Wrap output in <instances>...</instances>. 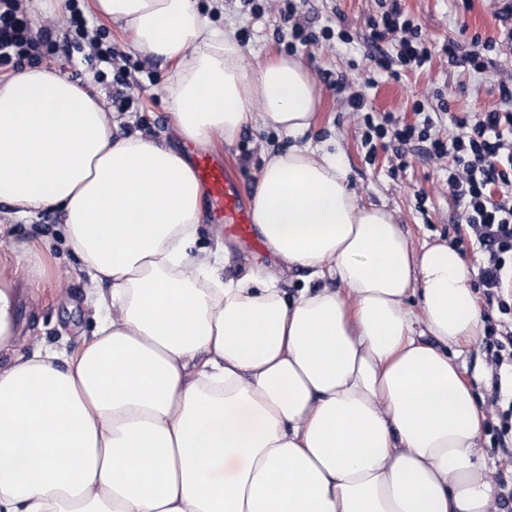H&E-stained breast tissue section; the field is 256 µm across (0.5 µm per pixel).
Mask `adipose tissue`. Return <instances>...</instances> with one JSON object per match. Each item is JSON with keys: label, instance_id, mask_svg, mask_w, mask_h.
<instances>
[{"label": "adipose tissue", "instance_id": "adipose-tissue-1", "mask_svg": "<svg viewBox=\"0 0 512 512\" xmlns=\"http://www.w3.org/2000/svg\"><path fill=\"white\" fill-rule=\"evenodd\" d=\"M93 8L172 62L188 141L233 142L255 116L296 138L265 159L251 211L309 285L224 278L229 250H194L202 188L181 153L115 140L65 76H0V201L58 208L97 290L81 345L43 344L17 315L42 259L0 242V512H497L487 410L448 354L482 334L465 255L413 247L304 142L319 98L299 60L248 72L194 0Z\"/></svg>", "mask_w": 512, "mask_h": 512}]
</instances>
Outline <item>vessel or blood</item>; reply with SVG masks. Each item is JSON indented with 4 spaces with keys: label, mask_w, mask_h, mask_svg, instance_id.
<instances>
[{
    "label": "vessel or blood",
    "mask_w": 512,
    "mask_h": 512,
    "mask_svg": "<svg viewBox=\"0 0 512 512\" xmlns=\"http://www.w3.org/2000/svg\"><path fill=\"white\" fill-rule=\"evenodd\" d=\"M194 166L199 181L207 189L213 213L227 224L234 236L254 241L253 224L244 203L242 182L229 175L223 156L217 153H197Z\"/></svg>",
    "instance_id": "vessel-or-blood-1"
}]
</instances>
